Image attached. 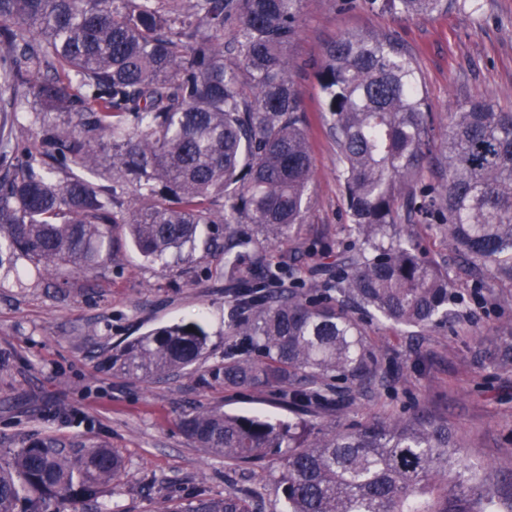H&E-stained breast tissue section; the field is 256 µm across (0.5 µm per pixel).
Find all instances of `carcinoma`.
Returning a JSON list of instances; mask_svg holds the SVG:
<instances>
[{"mask_svg":"<svg viewBox=\"0 0 512 512\" xmlns=\"http://www.w3.org/2000/svg\"><path fill=\"white\" fill-rule=\"evenodd\" d=\"M453 0H366L405 16ZM301 0H0V265L24 259L43 278L94 275L125 243L145 261L193 252L203 224L224 225L227 386L275 390L294 418L218 409L186 415L183 433L242 464L283 469V512H476L496 493L462 464L448 424L421 407L409 418L336 423L340 381L371 383L380 349L367 320L428 329L467 307L423 249L414 223L435 224L483 287L512 285V112L491 98L450 113L432 153L433 120L413 57L388 37L346 33L325 49L317 78L347 202L350 243L336 275L298 288L269 247L297 236L313 165L287 51ZM237 62H224V27ZM252 81V95L240 72ZM38 128L20 143L16 127ZM438 172L435 183L424 170ZM136 183L124 207L123 186ZM224 199L215 212L214 201ZM249 224L243 232L239 225ZM512 367V344L486 349ZM209 335L165 325L118 350L129 376L202 365ZM110 448L74 458L52 438L0 466V512L24 497L77 486L89 497L122 474ZM187 512H247L242 499L198 500Z\"/></svg>","mask_w":512,"mask_h":512,"instance_id":"obj_1","label":"carcinoma"}]
</instances>
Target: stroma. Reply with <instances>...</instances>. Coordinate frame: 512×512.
Here are the masks:
<instances>
[{"label":"stroma","instance_id":"1","mask_svg":"<svg viewBox=\"0 0 512 512\" xmlns=\"http://www.w3.org/2000/svg\"><path fill=\"white\" fill-rule=\"evenodd\" d=\"M393 37L415 59L417 76L435 117L437 137L448 115L484 95L512 109V0L455 4L430 16L403 17L354 0H303L300 32L288 51L300 92L313 158L311 199L299 240L279 246L273 261L308 278L328 255L311 246L335 244L348 222L336 146L324 119L325 98L317 71L325 46L345 32ZM417 236L448 269L466 298L468 318L419 336L388 324L367 327L382 350V377L353 388L342 423L411 415L427 407L446 418L460 443L459 455L481 466L500 493L498 512H512V368L483 354L484 338L512 342V288L486 283L472 288L459 278L452 245L436 229L419 224ZM25 260L0 267V460L14 449L51 437L76 454L93 446L118 453L122 475L97 496L71 491L50 500L46 512H183L198 499L238 494L249 512H279L272 484L282 470L271 457L256 466L224 459L179 429L188 413L219 408L242 415L288 419L275 393L228 388L213 373L228 346L224 315V253L197 246L189 256L148 264L131 248L93 277H18ZM199 324L210 337L203 368L168 377L134 379L112 365L116 350L166 324Z\"/></svg>","mask_w":512,"mask_h":512}]
</instances>
